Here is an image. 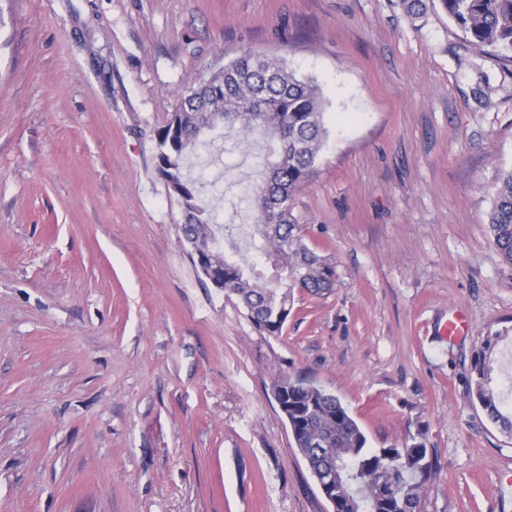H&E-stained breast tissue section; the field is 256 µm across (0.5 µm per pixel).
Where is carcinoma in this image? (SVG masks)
Instances as JSON below:
<instances>
[{
  "label": "carcinoma",
  "mask_w": 512,
  "mask_h": 512,
  "mask_svg": "<svg viewBox=\"0 0 512 512\" xmlns=\"http://www.w3.org/2000/svg\"><path fill=\"white\" fill-rule=\"evenodd\" d=\"M443 10L481 45L512 53V0H439ZM177 124L184 140L177 147L159 139L161 176L177 193L185 223V239L218 246L213 231L215 216L203 198L205 183L185 173L188 154L207 146L200 137L214 131L232 135L260 134L272 145L269 161L259 172L255 200L256 233L261 243L256 250L272 275L257 271L258 263L224 258V290L235 294L251 322L270 336L282 332L291 312L288 298L298 288L316 295L333 287L335 271L322 256L311 250L300 234L292 214V195L314 169L321 142L327 135L320 95L312 79L297 74L287 64L259 51L248 49L210 74L206 83L182 94L170 123ZM491 238L504 264L512 267V169L502 174L495 190V202L488 224ZM476 396L489 416L512 430V418L499 409L490 387L486 363L478 360ZM288 385V413L291 435L311 463L317 449L329 448L353 477L339 489L364 490V497H352L348 512H401L397 499H374V487L383 479L385 456L397 448L374 450L348 407L333 393L313 382L283 376ZM409 458V487L399 490L410 510L419 508L425 481L415 479L417 468L429 474L425 443L412 441Z\"/></svg>",
  "instance_id": "carcinoma-1"
}]
</instances>
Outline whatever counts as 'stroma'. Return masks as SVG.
Segmentation results:
<instances>
[{
  "mask_svg": "<svg viewBox=\"0 0 512 512\" xmlns=\"http://www.w3.org/2000/svg\"><path fill=\"white\" fill-rule=\"evenodd\" d=\"M0 0V512H329L272 390L335 393L374 448L419 438L421 512H512V57L438 0ZM247 49L319 87L293 196L334 286L281 335L196 271L157 170L180 96ZM261 137L190 159L247 259ZM465 333L445 338L449 317ZM488 227L503 263L512 267V169L499 177ZM474 372L477 376L475 379V388L478 400L493 420L496 422L499 421L505 429H510L512 432V419L500 411V402L496 401V396L490 387L491 378L489 377V370L485 360L481 361V359L478 358L474 366Z\"/></svg>",
  "mask_w": 512,
  "mask_h": 512,
  "instance_id": "obj_1",
  "label": "stroma"
}]
</instances>
